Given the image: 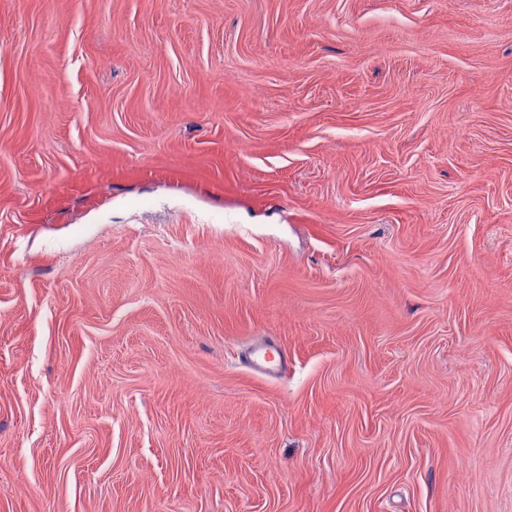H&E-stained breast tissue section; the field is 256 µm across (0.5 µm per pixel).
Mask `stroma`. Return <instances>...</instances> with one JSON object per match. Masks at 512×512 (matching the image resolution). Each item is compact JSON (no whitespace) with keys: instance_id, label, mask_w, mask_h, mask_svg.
I'll use <instances>...</instances> for the list:
<instances>
[{"instance_id":"1","label":"stroma","mask_w":512,"mask_h":512,"mask_svg":"<svg viewBox=\"0 0 512 512\" xmlns=\"http://www.w3.org/2000/svg\"><path fill=\"white\" fill-rule=\"evenodd\" d=\"M0 512H512V0H0ZM269 351L273 352L276 356V360L274 362L269 357ZM283 361L284 355L280 353L273 344L267 343L257 351L255 358H250L249 364L253 370L268 374L274 370L273 366L280 365Z\"/></svg>"}]
</instances>
